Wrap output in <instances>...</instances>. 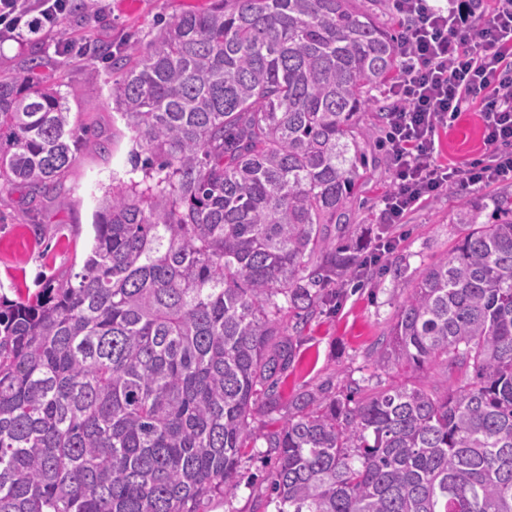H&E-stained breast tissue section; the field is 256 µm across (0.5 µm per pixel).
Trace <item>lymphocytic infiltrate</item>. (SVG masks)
I'll return each mask as SVG.
<instances>
[{
	"label": "lymphocytic infiltrate",
	"mask_w": 512,
	"mask_h": 512,
	"mask_svg": "<svg viewBox=\"0 0 512 512\" xmlns=\"http://www.w3.org/2000/svg\"><path fill=\"white\" fill-rule=\"evenodd\" d=\"M497 5L479 29L470 20L478 0H394L406 21L402 68L387 86L389 150L396 164V187L384 202L381 221L397 224L424 201L456 185L482 187L512 178V0ZM67 0H0V34L13 36L22 17L55 26ZM482 102L490 158L466 167L435 164L438 128L456 120L473 99Z\"/></svg>",
	"instance_id": "obj_1"
}]
</instances>
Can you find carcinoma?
<instances>
[{
	"mask_svg": "<svg viewBox=\"0 0 512 512\" xmlns=\"http://www.w3.org/2000/svg\"><path fill=\"white\" fill-rule=\"evenodd\" d=\"M352 0H212L105 53L132 133L78 272L0 294V512H207L238 487L257 397L366 259L345 217L402 31ZM32 56L0 77V189L50 188L86 142ZM142 172V177L134 174ZM486 220H480L481 216ZM377 364L456 376L303 391L263 438L276 512H512V200L456 219Z\"/></svg>",
	"mask_w": 512,
	"mask_h": 512,
	"instance_id": "cac0c4a2",
	"label": "carcinoma"
}]
</instances>
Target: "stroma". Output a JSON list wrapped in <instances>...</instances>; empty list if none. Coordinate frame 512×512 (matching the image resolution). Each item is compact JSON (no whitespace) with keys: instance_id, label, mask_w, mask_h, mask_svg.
Segmentation results:
<instances>
[{"instance_id":"stroma-1","label":"stroma","mask_w":512,"mask_h":512,"mask_svg":"<svg viewBox=\"0 0 512 512\" xmlns=\"http://www.w3.org/2000/svg\"><path fill=\"white\" fill-rule=\"evenodd\" d=\"M77 2L78 11L65 13L55 27L25 33L18 42H0L2 73L13 72L32 54L52 59V66L44 71L47 82L66 96L72 126L95 136L79 163L46 193L33 196L23 187L0 192V292L11 299L36 294L48 280L81 264L93 235L101 186L112 173L129 168L130 132L110 91L119 74L106 68L100 50L121 51L133 43L147 47L170 17L189 7L207 6L209 0ZM481 108V101L473 100L451 126L438 129L435 163L463 167L491 154ZM368 154L372 162L360 180V205L349 225L350 235L364 242L375 240L379 233L383 202L395 187L391 162L381 147H369ZM501 196L512 197V181L443 191L408 213L403 223L391 225L398 247L383 257L372 281L360 286L349 276L339 277L302 327L294 365L277 388L281 402L321 387L342 394L354 383L424 380L441 388L454 384V377L437 369L421 374L394 366L381 369L375 352L419 274L449 253L464 234V226L456 222L458 215L476 200ZM279 419V414L255 411L254 435L242 459L238 488L232 496L213 499L209 512H276L262 434L277 426Z\"/></svg>"}]
</instances>
